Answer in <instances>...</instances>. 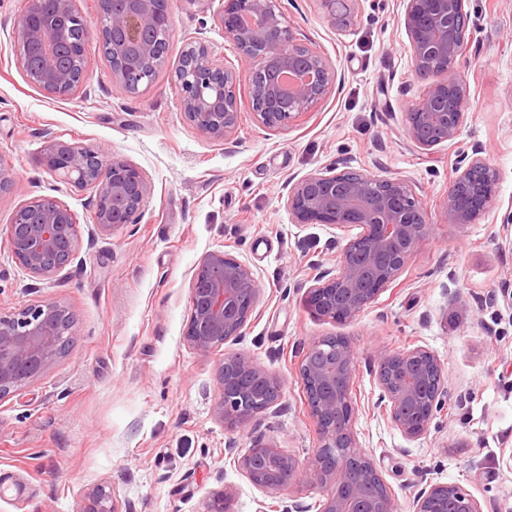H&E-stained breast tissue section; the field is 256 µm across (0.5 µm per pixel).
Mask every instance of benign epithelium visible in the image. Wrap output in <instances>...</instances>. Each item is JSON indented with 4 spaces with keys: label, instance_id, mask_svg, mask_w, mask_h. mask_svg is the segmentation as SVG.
Returning <instances> with one entry per match:
<instances>
[{
    "label": "benign epithelium",
    "instance_id": "benign-epithelium-1",
    "mask_svg": "<svg viewBox=\"0 0 512 512\" xmlns=\"http://www.w3.org/2000/svg\"><path fill=\"white\" fill-rule=\"evenodd\" d=\"M404 24L415 73L427 91L406 112L410 139L429 151L454 141L466 119V90L447 76L464 51L470 25L467 0H404ZM171 0H98L94 20L79 19L75 0H28L16 23L17 62L32 85L52 96L70 97L84 83L90 30L108 32L109 60L116 82L127 90L151 83L162 62L172 23ZM218 22L224 37L251 63V109L269 127L286 125L329 93L334 72L327 61L295 41L277 0H225ZM176 84L186 118L216 138L237 127V76L215 65L208 47L190 43L176 67ZM462 155L443 209L450 224H473L497 189L496 175L479 157ZM49 173L95 193L93 223L110 233L132 222L152 193L133 164L102 150L52 142L42 157ZM286 207L296 224H333L360 232L340 247L336 268L319 271L305 303L318 318L338 324L356 319L395 279L432 233L434 225L411 186L401 178L368 175L355 169L313 172L288 190ZM15 262L37 280H49L75 256L77 221L55 197L37 196L21 205L7 231ZM260 295L252 271L223 251L204 256L195 269L184 339L208 352L236 339ZM74 316L57 302L31 304L0 317V398L27 385L66 354ZM356 356L345 337L336 344L312 342L300 364L310 413L321 446L307 463L262 441L238 460L251 483L265 491L293 483L325 491L320 512H400L374 462L354 434L351 383ZM373 368L390 418L409 440L429 433L448 397V371L431 350L416 347L380 352ZM220 399L214 412L229 428L250 419L281 397V381L258 363L227 356L218 370ZM225 492L210 498L202 512H224ZM82 512H115L104 485L86 496ZM412 512H482L468 491L451 483L429 482L413 497Z\"/></svg>",
    "mask_w": 512,
    "mask_h": 512
}]
</instances>
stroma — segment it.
I'll use <instances>...</instances> for the list:
<instances>
[{
	"label": "stroma",
	"mask_w": 512,
	"mask_h": 512,
	"mask_svg": "<svg viewBox=\"0 0 512 512\" xmlns=\"http://www.w3.org/2000/svg\"><path fill=\"white\" fill-rule=\"evenodd\" d=\"M26 0H0V317L57 301L75 315L69 352L34 382L0 399V512H81L108 486L115 512H201L214 493L233 512H280L295 499L319 512L320 488L266 492L237 464L258 440L307 462L317 426L298 367L307 345L346 337L356 352L353 429L402 512L424 480L454 483L483 512H512V0H469L471 35L454 77L467 96L454 144L425 151L405 114L427 83L413 67L401 0H347L329 22L321 0H279L298 42L325 57L335 80L296 121L266 127L249 106V64L217 22L224 0H173L172 30L153 83L128 93L97 38L75 96L32 86L16 61L15 25ZM208 46L239 80L237 130L202 134L184 115L173 73L187 43ZM52 141L98 147L138 167L152 194L136 221L95 232L92 193L61 182L41 159ZM481 149L497 191L473 224L446 223L443 202L463 153ZM353 168L407 181L433 234L392 284L352 322L305 305L313 264L331 268L350 229L297 224L286 186L318 170ZM36 196L63 201L77 220L75 259L39 281L15 263L7 226ZM223 251L260 288L244 333L203 353L183 330L194 269ZM423 346L448 370L449 396L426 437L391 423L371 372L374 356ZM277 376L281 399L241 430L218 420L225 356Z\"/></svg>",
	"instance_id": "1"
}]
</instances>
